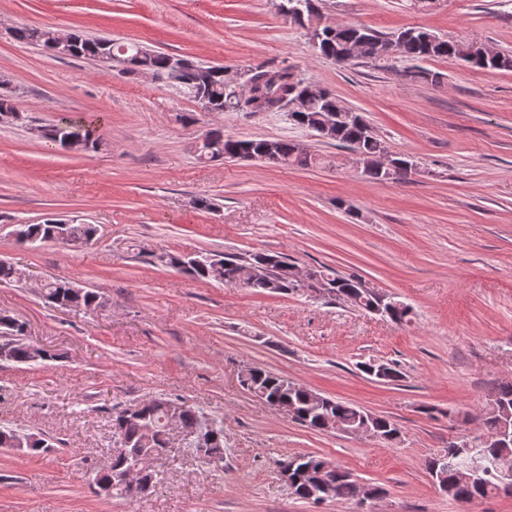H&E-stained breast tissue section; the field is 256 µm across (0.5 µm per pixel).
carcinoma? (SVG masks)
I'll use <instances>...</instances> for the list:
<instances>
[{
    "instance_id": "1",
    "label": "carcinoma",
    "mask_w": 512,
    "mask_h": 512,
    "mask_svg": "<svg viewBox=\"0 0 512 512\" xmlns=\"http://www.w3.org/2000/svg\"><path fill=\"white\" fill-rule=\"evenodd\" d=\"M296 24L303 28L315 27L322 38L315 52L320 56L340 63L350 61L346 56L351 44L359 46V59L375 61L376 45L382 40L396 42L394 57L402 59L410 66L402 71L404 78L414 82L436 83L439 75L417 62L433 58L457 59V43L443 39L422 28H404L385 34L370 27L355 23L330 22L322 19L319 9H306ZM54 29L48 26L28 25L14 28L13 38L22 44L38 47L51 56H56L49 36ZM69 58H90L107 61L121 67L123 74L136 76L141 70L153 73L156 81L171 86L193 98L203 112H241L245 105L234 85L224 77V66L207 64L189 56H182L187 66L175 69L170 65L176 57L148 49L138 43H119L103 37H90L80 31L69 33ZM466 65L476 69L512 70V54L497 53L488 61L468 60ZM335 118V136L330 143L358 151L362 154L363 173L374 180H387L386 171L375 165L376 159L388 153L385 141L367 125L366 120L354 109L343 106L334 94L324 89L316 95H304L299 111L293 113L290 122L297 127L311 130L323 119ZM89 121L84 118L63 117L46 126L44 139L60 145L71 153H80L97 148L98 139L88 129ZM203 138L216 145L217 154L212 161L233 159L237 161H261L272 152L280 166L307 168L317 163L315 154L305 146L286 138H232L224 136L219 129H210ZM17 242L21 245L56 242L66 238V244L84 246L96 238L94 225L81 219H71L63 223L58 218L47 217L39 224H18ZM165 264L180 269L201 281L215 280L226 286L251 288L259 294H293L297 292L323 294L341 300L361 311L373 312L377 298L365 292L367 285L354 276H345L319 266L311 269V281L301 282L294 277L295 265L278 252H257L247 257L234 253L197 252L193 255L163 253ZM25 279V271L19 266L0 262V283H18ZM42 293L52 304L64 309H91L98 304L102 294L75 288L73 283L63 279L46 280ZM25 326L14 317L0 312V362L30 363L38 359L45 361L56 358L49 351L36 359L24 341ZM241 386L248 392L264 399L272 408L277 404L294 406L292 420L297 424L318 433H335L341 428L359 424L365 410L353 403L332 398H323V407L316 408L312 403L317 392L290 381L267 369L249 366ZM173 402L160 398L139 403L140 410L128 414L115 408L112 411V429L121 439V447L136 451L147 457L158 455L169 448L171 427L169 409ZM488 413L480 417V431L492 435L502 429L512 433V383L498 385L487 401ZM374 427L381 435L380 441L386 444L398 442L401 430L388 417L374 415ZM179 428L183 437L196 441L205 448L204 460L208 464L224 462V424L208 419L203 412L188 406H181ZM23 438L25 447L37 452L48 447L47 441L36 434H21L18 431L0 427V447H14L13 440ZM488 460H498L512 466V444L500 448L491 442L478 448ZM464 459L458 451V444L448 443V448L428 459L427 469H436L439 482L448 483V497L466 504L480 498L496 494V472L490 471L481 480L464 481L460 477ZM321 465V457L314 453L289 455L277 462V466L293 469L294 489L292 494L304 501L310 500L305 471ZM332 499L338 502H358L361 485L346 471L331 474Z\"/></svg>"
}]
</instances>
